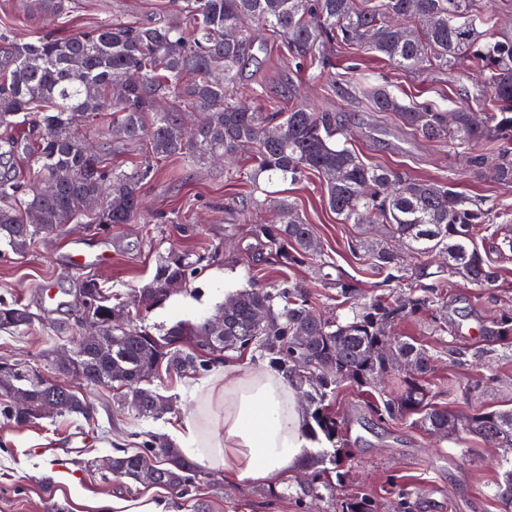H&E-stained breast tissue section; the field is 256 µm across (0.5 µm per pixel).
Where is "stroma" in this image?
<instances>
[{
  "label": "stroma",
  "instance_id": "obj_1",
  "mask_svg": "<svg viewBox=\"0 0 512 512\" xmlns=\"http://www.w3.org/2000/svg\"><path fill=\"white\" fill-rule=\"evenodd\" d=\"M63 5L67 35L112 20L147 23L176 17L171 0H63ZM48 22L41 0H0V31L11 39H31ZM332 62V73L353 64L379 73L405 104L438 103L460 88L475 87L471 75L454 70L428 77L401 72L359 48L344 50ZM332 73L308 80L279 46L270 45L259 53L255 71L238 85L237 94L253 101V88L259 84L265 89L264 103L272 109H287L295 97L315 109L343 113L350 127L348 146L365 163L402 168L421 179L454 178L460 191L490 209L489 228L476 243L481 256L500 273L496 287L478 288L452 278L451 332L441 331L431 317L422 315L403 321L396 332L433 354L435 402L461 412L512 406V347L480 333L482 324L512 311V188L488 177L462 175L446 145L414 138L398 116L364 112L341 101L330 86ZM111 126V116L102 115L89 121L86 130L111 165L131 169L144 159L145 149L137 142L114 139ZM248 190L247 184L230 177L224 164L161 161L143 190V212L130 223L96 233L85 216L39 238L22 254L0 243V301L20 303L35 315L29 327L0 331V361L18 360L54 377L57 351L84 332L75 297L83 277L96 278L112 293L128 298L151 279L160 256L173 247L201 256L217 247L222 253L200 277L138 314V324L157 335L176 322L212 316L239 289L279 278L281 266L272 260L252 266L241 256L239 243L249 240L253 225L280 223L283 199L295 204L339 268L359 282L373 283L367 261L348 249L357 228L340 223L329 210L318 178L271 185L265 205L250 216L236 205ZM76 246L99 256V263L73 270L68 253ZM61 322L68 324L67 332H57ZM477 346L487 353L480 363L471 357ZM208 377L205 371L191 377L160 371L153 386L170 408L156 418L118 408L114 391L100 386L83 391L97 410L94 425L56 417L18 428L0 420V512H105L112 500L132 506L145 497L166 500L172 512H194L189 498L125 478L103 479L93 463L110 457L116 447H129L131 433L168 438L185 415L201 405V394L186 391L187 380L200 384ZM368 401L367 394L345 384L331 403L353 476L341 494L361 489L375 497L381 512H503L494 495L501 448L473 438L460 443L439 440L408 420H378ZM299 482L296 472L269 485L242 486L228 480L201 490L200 498L207 505L205 512H300L293 490Z\"/></svg>",
  "mask_w": 512,
  "mask_h": 512
}]
</instances>
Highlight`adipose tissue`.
Segmentation results:
<instances>
[{
	"label": "adipose tissue",
	"mask_w": 512,
	"mask_h": 512,
	"mask_svg": "<svg viewBox=\"0 0 512 512\" xmlns=\"http://www.w3.org/2000/svg\"><path fill=\"white\" fill-rule=\"evenodd\" d=\"M288 374L225 363L206 382L199 414L185 418L173 438L200 466L218 468L236 483L268 482L290 474L311 447Z\"/></svg>",
	"instance_id": "1"
}]
</instances>
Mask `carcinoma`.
Returning <instances> with one entry per match:
<instances>
[{
  "instance_id": "obj_1",
  "label": "carcinoma",
  "mask_w": 512,
  "mask_h": 512,
  "mask_svg": "<svg viewBox=\"0 0 512 512\" xmlns=\"http://www.w3.org/2000/svg\"><path fill=\"white\" fill-rule=\"evenodd\" d=\"M180 21L136 20L93 25L60 37L43 32L30 41L8 40L0 52V127L24 122L32 136H0V156L23 154L38 165L39 179L27 184L0 174V242L25 252L31 241L84 215L87 199H99L98 229L127 224L142 210L144 185L155 164L170 158L208 161L217 154L235 159L249 154L251 167L242 178L252 186L241 197L242 210L258 209L260 177L267 182H299L309 174L322 178L330 211L344 224L368 229L383 225L381 238L363 236L348 245L367 254L382 280L368 289L342 272H318L325 286L336 289V301L348 315L324 317L302 287L284 275L254 288H243L224 302V332L215 346L210 319L179 322L161 336L136 323L130 308H150L165 301L174 284H185L203 270L205 258L171 248L161 257L149 283L131 301H112L94 279L77 289L80 315L104 327L99 340L77 348L74 364L96 385L112 387L117 401L142 418L158 415L162 395L151 388L156 370L205 371L229 350L252 347L269 366L293 374L295 388L306 399L319 437L335 448L344 446L337 418L327 401L342 383L371 388L382 375L394 376L391 389L369 403L380 418L413 419V424L442 439L469 437L494 441L506 450L496 496L512 509V408L478 409L468 414L432 401L428 377L434 356L395 328L427 314L448 324L445 301L449 277L478 288H490L498 271L474 244L489 223V210L441 179H419L406 171L370 166L350 149L346 125L338 112H317L302 101L288 110L270 111L257 103L242 104L237 80L255 51L283 44L297 66L315 78L331 64L335 49L356 46L378 53L401 71L420 74L433 68L463 69L481 79L476 91H463L440 104L405 105L376 75L347 70L332 77L340 99L375 112H394L412 135L451 145L467 175L479 178L488 166L497 181L512 187V37H492L498 17L473 7L476 0H173ZM254 27L264 39L251 36ZM129 73L138 79L126 80ZM191 106L201 114L186 134L179 111ZM105 112L127 141H144L148 154L126 171L108 165L84 148L77 120ZM62 175L52 195L40 180ZM282 224H255L256 243L241 247L253 263L275 256L284 268L310 263L318 253L311 225L282 203ZM36 211L39 223L29 222ZM28 308L0 303V330L31 325ZM306 339L297 338L298 328ZM484 335L512 344V314L486 323ZM28 392L17 405L14 393ZM62 405L61 415L91 423L90 404L26 366L0 363V419L17 427L36 423L47 398ZM348 455L338 451L333 467L322 451L307 450L303 466L312 482L297 497H319L348 479ZM111 475L145 487L188 495L219 486L216 473L201 468L182 451L157 437L133 451L116 449ZM336 512H378L374 499L359 493L336 502Z\"/></svg>"
}]
</instances>
